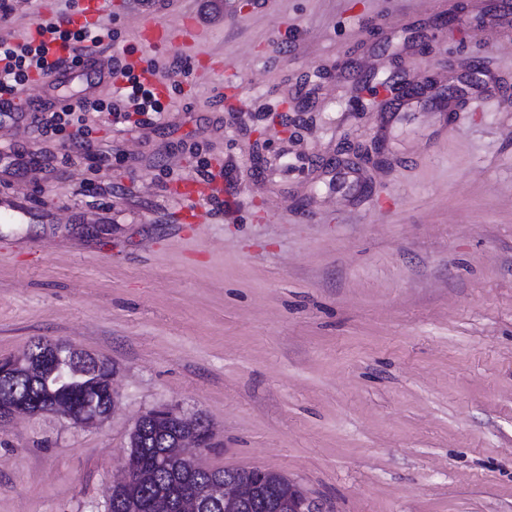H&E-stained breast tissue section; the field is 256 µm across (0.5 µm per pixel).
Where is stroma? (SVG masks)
<instances>
[{
	"mask_svg": "<svg viewBox=\"0 0 512 512\" xmlns=\"http://www.w3.org/2000/svg\"><path fill=\"white\" fill-rule=\"evenodd\" d=\"M141 10L112 0L102 21L131 62L184 60L163 119L88 115L117 153L50 172L24 130L32 165L0 178L70 218L0 223V360L69 343L111 361L117 390L100 425L0 422V512H107L134 421L163 404L210 425L202 467L281 473L321 512H512V8L236 0L157 50ZM416 70L456 88L451 108L359 106L366 78ZM305 97L292 138L263 120ZM373 144L383 164L337 188L340 149ZM203 161L224 199L194 230L169 188Z\"/></svg>",
	"mask_w": 512,
	"mask_h": 512,
	"instance_id": "obj_1",
	"label": "stroma"
}]
</instances>
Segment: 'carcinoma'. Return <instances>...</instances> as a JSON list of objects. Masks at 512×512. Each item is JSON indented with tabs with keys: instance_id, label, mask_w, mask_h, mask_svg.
<instances>
[{
	"instance_id": "carcinoma-1",
	"label": "carcinoma",
	"mask_w": 512,
	"mask_h": 512,
	"mask_svg": "<svg viewBox=\"0 0 512 512\" xmlns=\"http://www.w3.org/2000/svg\"><path fill=\"white\" fill-rule=\"evenodd\" d=\"M44 349L46 346L42 342H34L22 357L16 359L17 367L11 376L0 380V401L24 399L42 410H49L58 402L70 405L78 414L97 412L106 400L101 368L92 360L64 356L55 366L45 364L39 369H31L29 364ZM142 431L134 467L153 472V481L145 484L132 477L130 483L112 497V512H148L149 503L161 489L176 499L189 483L204 485L216 476L231 473L229 469L192 470L177 461L161 469L157 467L158 457L169 451L177 429L159 416L145 422ZM261 482L270 497L286 502L293 495L288 477L284 475L267 470Z\"/></svg>"
}]
</instances>
